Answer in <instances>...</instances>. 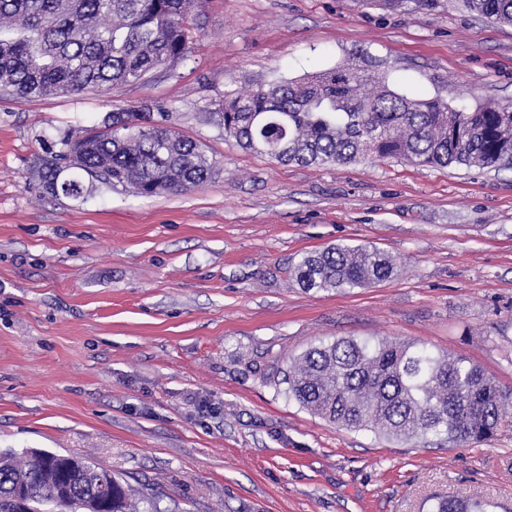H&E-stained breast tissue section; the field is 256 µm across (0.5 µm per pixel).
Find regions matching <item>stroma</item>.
<instances>
[{"label": "stroma", "mask_w": 512, "mask_h": 512, "mask_svg": "<svg viewBox=\"0 0 512 512\" xmlns=\"http://www.w3.org/2000/svg\"><path fill=\"white\" fill-rule=\"evenodd\" d=\"M347 63L466 112L512 104V26L462 0H204L186 57L141 82L0 95V452L91 462L138 512H422L435 494L512 512V427L422 448L286 393L294 357L348 336L451 352L512 391V170L281 164L225 138V92ZM142 104L202 145L212 179L43 192L33 167L63 136ZM336 244L398 273L303 292L291 269Z\"/></svg>", "instance_id": "obj_1"}]
</instances>
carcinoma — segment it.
<instances>
[{
	"label": "carcinoma",
	"instance_id": "carcinoma-1",
	"mask_svg": "<svg viewBox=\"0 0 512 512\" xmlns=\"http://www.w3.org/2000/svg\"><path fill=\"white\" fill-rule=\"evenodd\" d=\"M512 25V0H464ZM201 0H0V91L21 97L102 92L137 82L185 57L188 18ZM224 135L280 163L352 164L365 157L415 165L512 167V108L460 112L438 98L410 97L352 63L293 81L224 93ZM40 159L45 193L79 197L82 175L129 186L143 196L185 192L207 182L215 161L202 146L151 118L121 109L102 126L69 134ZM397 273L367 245H334L302 256L292 277L306 292L369 287ZM288 395L347 431L425 446L487 444L512 418V393L476 363L410 341L342 338L290 362ZM58 463L36 453L21 462L0 453V512H14L15 488L36 489L32 512H83L112 484L109 512H136L132 488L112 472L76 459L59 505ZM427 512H492L483 498L435 494Z\"/></svg>",
	"mask_w": 512,
	"mask_h": 512
}]
</instances>
